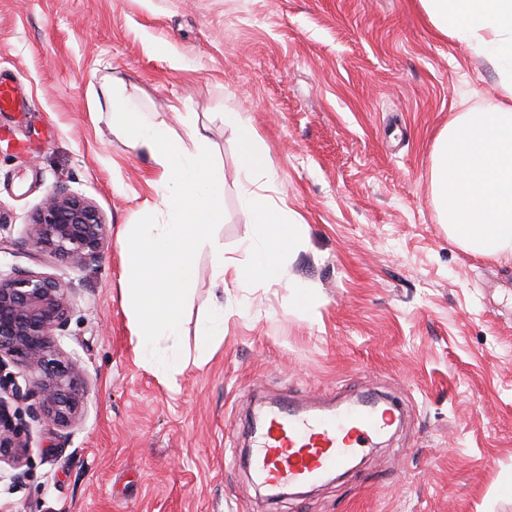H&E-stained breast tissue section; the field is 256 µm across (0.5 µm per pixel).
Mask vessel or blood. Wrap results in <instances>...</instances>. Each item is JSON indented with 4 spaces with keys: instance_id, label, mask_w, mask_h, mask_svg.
<instances>
[{
    "instance_id": "obj_1",
    "label": "vessel or blood",
    "mask_w": 512,
    "mask_h": 512,
    "mask_svg": "<svg viewBox=\"0 0 512 512\" xmlns=\"http://www.w3.org/2000/svg\"><path fill=\"white\" fill-rule=\"evenodd\" d=\"M26 98L15 85L0 81V111L21 112ZM387 410L354 407L333 416L276 408L255 440L251 465L256 478L272 487L316 480L328 468H345L360 449L389 427Z\"/></svg>"
}]
</instances>
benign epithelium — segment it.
Instances as JSON below:
<instances>
[{"mask_svg":"<svg viewBox=\"0 0 512 512\" xmlns=\"http://www.w3.org/2000/svg\"><path fill=\"white\" fill-rule=\"evenodd\" d=\"M108 240L98 207L58 186L28 224L26 244L84 267L102 258ZM72 293L71 284L40 272H0V371L10 362L18 368L0 375V460L11 461L14 480L23 477L29 436L12 404L27 402L33 419L62 428L77 425L84 414L88 375L60 343L73 312Z\"/></svg>","mask_w":512,"mask_h":512,"instance_id":"benign-epithelium-1","label":"benign epithelium"}]
</instances>
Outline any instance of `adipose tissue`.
I'll list each match as a JSON object with an SVG mask.
<instances>
[{"label": "adipose tissue", "mask_w": 512, "mask_h": 512, "mask_svg": "<svg viewBox=\"0 0 512 512\" xmlns=\"http://www.w3.org/2000/svg\"><path fill=\"white\" fill-rule=\"evenodd\" d=\"M433 27L485 56L497 70L502 101L491 112H459L437 134L430 161V196L448 237L462 249L512 260V0H420ZM112 132L169 186L156 208L163 223L134 224L130 266L120 303L131 320L136 353L150 363L154 344L181 332L184 306L196 278L195 254L209 244L211 226L224 220V171L206 153L204 128L187 140L173 137L165 119L145 120L124 86L104 95ZM225 123L238 130L236 155L250 183L242 198L250 223L262 233L248 263L223 259V288L280 279L279 259L303 242V221L268 190L277 173L254 128L239 113Z\"/></svg>", "instance_id": "1"}]
</instances>
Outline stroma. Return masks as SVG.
Returning <instances> with one entry per match:
<instances>
[{
	"label": "stroma",
	"mask_w": 512,
	"mask_h": 512,
	"mask_svg": "<svg viewBox=\"0 0 512 512\" xmlns=\"http://www.w3.org/2000/svg\"><path fill=\"white\" fill-rule=\"evenodd\" d=\"M0 270L73 283L62 339L93 381L69 434L30 423L24 475L0 467L12 512H512V261L453 244L430 155L458 112L501 100L480 54L439 34L419 0H0ZM124 82L171 133L207 129L224 221L196 256L174 385L137 359L118 290L119 232L153 222L155 172L112 134L103 91ZM238 112L305 223L277 282L224 293V336L200 360L219 257L247 261ZM99 207L110 240L77 268L25 246L57 185ZM311 285L313 307L292 284ZM403 411L357 466L268 499L243 453L263 402L331 411L363 397ZM26 108V98L15 85L0 81V111L23 112Z\"/></svg>",
	"instance_id": "stroma-1"
}]
</instances>
